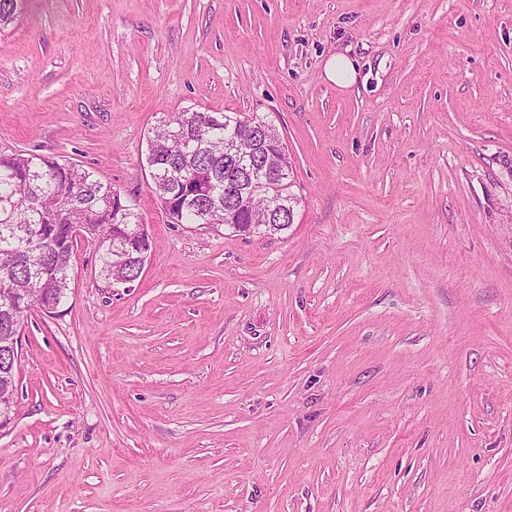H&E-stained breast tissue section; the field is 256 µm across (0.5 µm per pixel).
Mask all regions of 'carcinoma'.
<instances>
[{"label":"carcinoma","instance_id":"1","mask_svg":"<svg viewBox=\"0 0 512 512\" xmlns=\"http://www.w3.org/2000/svg\"><path fill=\"white\" fill-rule=\"evenodd\" d=\"M17 16L16 0H0V31ZM258 122L256 115L187 108L150 128L145 163L151 189L166 203L173 223L222 224L244 235L256 233L257 224L271 226V234L288 230V215L302 199L293 191V165L279 131L273 130L267 155L256 156L244 144L224 145ZM234 164L262 180L266 194H249V180L228 194L224 173ZM143 229L120 192L87 169L52 155L0 152V287L9 289L13 300L56 312L70 291L80 234L95 245L102 287L137 280L139 261L119 265L112 256L136 250L131 236ZM29 313L0 303V339L8 343L20 335ZM15 389L12 355L0 348V412L5 416L14 414Z\"/></svg>","mask_w":512,"mask_h":512}]
</instances>
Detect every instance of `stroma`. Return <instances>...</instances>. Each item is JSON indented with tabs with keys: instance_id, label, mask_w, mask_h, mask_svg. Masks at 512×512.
Returning a JSON list of instances; mask_svg holds the SVG:
<instances>
[{
	"instance_id": "1",
	"label": "stroma",
	"mask_w": 512,
	"mask_h": 512,
	"mask_svg": "<svg viewBox=\"0 0 512 512\" xmlns=\"http://www.w3.org/2000/svg\"><path fill=\"white\" fill-rule=\"evenodd\" d=\"M189 106L274 121L287 233L168 223L146 136ZM19 150L154 245L103 288L79 240L29 317L0 512H512V0H30L0 32ZM325 75L336 87L347 88L357 80L354 62L344 53H336L325 64Z\"/></svg>"
}]
</instances>
